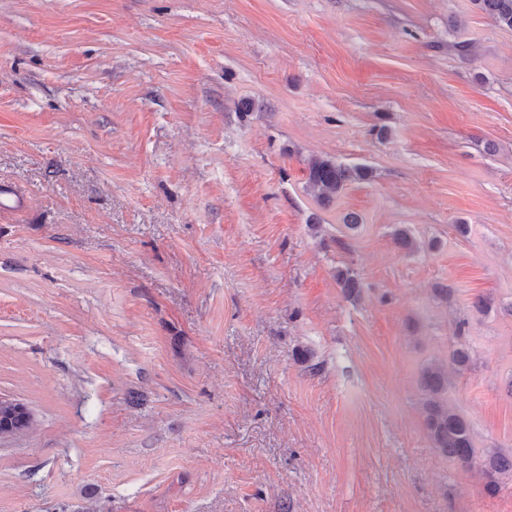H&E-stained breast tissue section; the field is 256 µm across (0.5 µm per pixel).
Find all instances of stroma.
I'll return each mask as SVG.
<instances>
[{"mask_svg": "<svg viewBox=\"0 0 512 512\" xmlns=\"http://www.w3.org/2000/svg\"><path fill=\"white\" fill-rule=\"evenodd\" d=\"M313 157L373 174L323 208ZM2 189L0 512H512L418 385L467 347L448 405L512 449V30L471 0H0ZM32 425V414L23 402L0 396V437L26 434Z\"/></svg>", "mask_w": 512, "mask_h": 512, "instance_id": "obj_1", "label": "stroma"}]
</instances>
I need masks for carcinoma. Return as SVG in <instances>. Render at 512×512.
I'll return each mask as SVG.
<instances>
[{
  "mask_svg": "<svg viewBox=\"0 0 512 512\" xmlns=\"http://www.w3.org/2000/svg\"><path fill=\"white\" fill-rule=\"evenodd\" d=\"M474 3L495 26L512 30V0H474ZM370 177L371 171L366 167L344 165L327 157H314L307 162V184L324 205L333 202L347 184ZM336 279L348 294L358 291L359 282L351 269L338 271ZM469 362V350L460 347L452 351L447 362H430L421 367L419 387L426 427L433 447L463 467H478L487 490L496 493L512 485V450L475 447L469 423L449 408L445 399L448 366L460 371Z\"/></svg>",
  "mask_w": 512,
  "mask_h": 512,
  "instance_id": "obj_1",
  "label": "carcinoma"
}]
</instances>
